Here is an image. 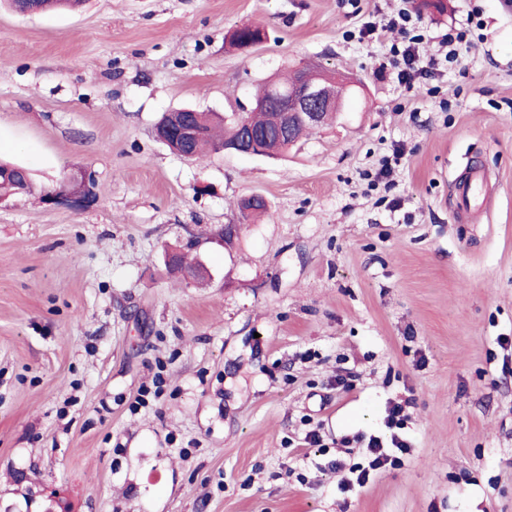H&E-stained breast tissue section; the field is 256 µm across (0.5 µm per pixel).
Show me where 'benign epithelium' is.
I'll return each mask as SVG.
<instances>
[{"label": "benign epithelium", "instance_id": "obj_1", "mask_svg": "<svg viewBox=\"0 0 512 512\" xmlns=\"http://www.w3.org/2000/svg\"><path fill=\"white\" fill-rule=\"evenodd\" d=\"M340 97L336 94V84L320 74L315 65H304L297 68L292 86L283 93L275 112V124L263 130H256L249 122L239 119L238 139L224 145L227 153L261 156L265 150L261 144L272 138H284L289 135L297 124H304L311 128L320 125L329 115L339 111ZM169 120L156 134L157 139L167 142L170 138L189 140L197 136V130L178 120L176 112L167 113ZM87 188L64 193L51 194L45 198L48 205H68L72 208H82L87 204Z\"/></svg>", "mask_w": 512, "mask_h": 512}]
</instances>
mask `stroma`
<instances>
[{"mask_svg": "<svg viewBox=\"0 0 512 512\" xmlns=\"http://www.w3.org/2000/svg\"><path fill=\"white\" fill-rule=\"evenodd\" d=\"M443 2L0 5V159L32 182L0 201V512H512V15ZM402 7L473 43L438 95L357 36ZM250 22L266 40L233 47ZM304 64L353 93L280 157L154 136L175 109L245 112ZM396 145L394 188L369 187ZM473 161L492 207L464 224ZM65 176L90 206L45 204ZM255 194L268 209L242 220ZM187 243L206 284L164 267ZM395 403L410 455L343 492Z\"/></svg>", "mask_w": 512, "mask_h": 512, "instance_id": "stroma-1", "label": "stroma"}]
</instances>
